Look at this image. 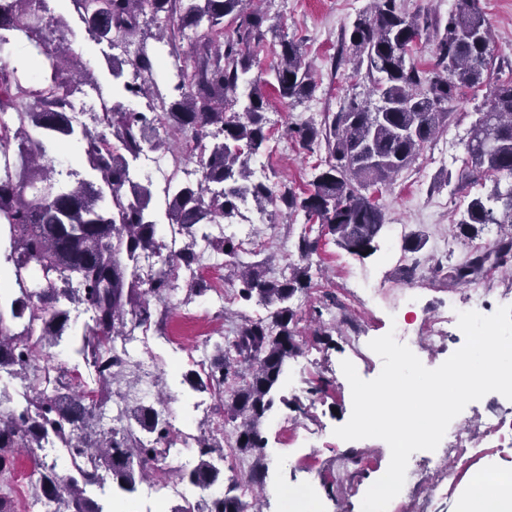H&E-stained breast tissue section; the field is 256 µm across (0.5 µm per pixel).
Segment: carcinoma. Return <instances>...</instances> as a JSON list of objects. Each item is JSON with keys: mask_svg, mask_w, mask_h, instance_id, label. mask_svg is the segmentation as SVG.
I'll list each match as a JSON object with an SVG mask.
<instances>
[{"mask_svg": "<svg viewBox=\"0 0 512 512\" xmlns=\"http://www.w3.org/2000/svg\"><path fill=\"white\" fill-rule=\"evenodd\" d=\"M31 0H0V51L11 44L17 25L26 23L27 43L34 51L35 75L23 80L16 67L0 66V115L15 113L18 129L0 125V158L16 156L20 164L0 173V224L11 227L9 254L22 299L11 303V318L28 315V324L15 332L0 311V370L20 380L24 395L21 412H0V473L13 466V454L27 450L33 460L49 444L69 454L71 474L61 476L56 464L40 463L36 496L54 505L51 512H103L87 496L108 475L118 487L132 491L136 480L155 467L157 443L168 439V422L157 420L154 407L140 405L127 422L107 431L99 413L111 398L110 385L126 363L113 354L109 342L124 334L128 320L154 321L163 331L168 309L150 307L149 294L158 300L172 290L175 269L192 265L195 247L204 241L224 255L233 273L237 298L255 301L268 309L265 318L244 317L232 337L217 345L218 356L206 379L191 372V385L230 387L224 417L239 422L235 447L242 452L264 447L260 426L275 403V390L288 359L301 349L298 315L291 305L298 292L309 288L312 257L319 238L312 224L327 228L336 243L361 255L376 251L386 227L385 213L365 191L378 188L407 169L420 150L448 121L447 104L460 90L488 86L489 94L477 112L464 144L461 176L495 178L487 199L470 200L456 224L462 236H475L485 224H512V80L490 82L493 66L490 26L479 0H456L439 40L434 76L428 78L407 62L419 36L418 23L397 10L396 0H375L374 11L356 18L349 41L357 68H366L378 104L354 94L340 111L328 113L323 124H298L289 134L299 146L312 151L323 145L325 164L314 167L311 189L297 193L287 184L277 187L254 179L250 162L269 150L265 112L269 99L260 80H248L253 66L248 52L253 41L266 35L279 39L274 66L279 99L292 103L308 98L316 84L304 62L303 44L288 39L271 23L267 12L247 7L250 0H71L86 29L97 40L129 39L140 23L161 31L159 41L168 54L181 59L178 45L186 32L195 34L193 64L183 63L175 74L170 98L156 94L155 106L143 112L116 104L103 106L89 130L74 114L72 94L78 90L58 47L47 57L42 24L30 22ZM234 28L224 31V19ZM137 85L126 92L147 95L152 79L151 58L141 49L130 61ZM34 130V137L29 130ZM196 141L202 175L195 185L170 181L164 187L165 216L174 233L186 239L165 267L143 278L139 260L161 253L158 222L152 209L155 188L149 180L130 178V161L145 148L163 146L161 134ZM74 139L88 167L100 175L74 188L52 180L53 166L44 141ZM251 203L259 212L281 204L288 216H304L295 242L297 262L277 276L267 275L270 259L247 263L239 258L235 237L214 239L210 224L241 215L240 205ZM505 266L512 261V232L486 252L472 254L454 267L448 278L461 282L479 274L486 263ZM46 276L36 290L27 288L29 267ZM78 302L91 310L90 321L75 331L69 311L60 301ZM69 357L82 359L93 369L94 386L87 388L66 379L56 368L52 397L31 389L37 360L34 348L60 345L63 336ZM198 463L176 473L178 480L202 492L220 484L214 457L224 448L209 438H195ZM174 512H246L236 496L200 497L192 507Z\"/></svg>", "mask_w": 512, "mask_h": 512, "instance_id": "1", "label": "carcinoma"}]
</instances>
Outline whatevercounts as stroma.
<instances>
[{
  "instance_id": "obj_1",
  "label": "stroma",
  "mask_w": 512,
  "mask_h": 512,
  "mask_svg": "<svg viewBox=\"0 0 512 512\" xmlns=\"http://www.w3.org/2000/svg\"><path fill=\"white\" fill-rule=\"evenodd\" d=\"M371 0H262L260 7L276 17L282 33L302 41L304 61L308 65L316 90L297 104L280 101L271 87L272 66L277 62L279 46L273 39L251 46L254 65L251 76L261 77L270 101L266 113L270 133V153L263 160L267 175L296 191L308 189L310 172L324 160V150H303L290 141L289 126L306 121H321L324 113L339 111L347 96H367L370 81L356 72L349 42L354 20L366 12ZM455 0H397L400 10L417 20L421 35L411 58L421 71H432L435 46L444 32ZM489 19L495 52L493 79L512 78V0H482ZM46 13L58 20L45 28L44 34L54 45L67 46L66 64L75 80L93 72L102 101L113 103L122 98V86L109 72L106 59L125 60V76H132L130 64L138 47L155 52L159 30L142 26L133 44L111 45L97 40L86 29L68 0H46ZM485 89H462L449 103L447 124L436 138L425 145L412 165L390 184L380 187L378 202L386 222L399 233H422L426 245L417 255V270L409 272L402 260L401 244L383 237L376 252L359 256L339 246L332 235H321L313 262L320 269L309 288L293 300L300 317L298 329L303 337L299 355L289 360L275 394V405L262 424L264 448L243 454L234 448L236 425L224 424V461L239 463L240 471L225 472V482L246 483L254 470H261V485L252 486L246 495L247 512H290L281 492L285 489L305 491V507L312 512H361L362 499L370 479L389 465L388 444L377 438L345 441L335 436L336 427L344 425L352 413V394L341 363L350 361L364 380L375 379L382 370L381 358L370 348L371 340L391 329L393 320L418 336L415 354L427 368L440 366L465 343L461 331L434 340L421 334L430 318L449 314L448 303L463 299L467 292L483 293L491 308L512 306V270L496 269L468 283L453 284L434 274L435 263L451 267L466 259L470 251L467 239L453 231L461 211L475 197H487L494 189L490 178L461 180L464 143L484 101ZM249 227L239 224H216L213 234H241L254 237L259 258H270L269 271L279 274L294 262L293 243L303 228L302 220H289L286 213L268 208L266 214H253ZM413 291V305L403 304L406 291ZM187 287L177 283L169 298V314L163 332L154 333L143 358L154 365L152 375H144L136 364H128L111 384L112 404L122 410L140 405L136 391L149 387L151 398H162L169 410L171 434L187 429L192 435L210 433L209 416L221 412V401L211 398L210 391L192 388L185 375L193 370V355L204 351L206 358L215 355L214 345L234 335L243 317L266 316L263 306L241 305L236 299L216 304L210 297L187 299ZM351 301L344 320H337L336 305ZM181 335V349H174L168 339ZM512 410V400L492 392L468 404L456 417L483 455L470 472L459 476L451 494L428 499V489L437 481L441 469L447 468L445 454L428 455L418 451L411 455L406 475L407 485L398 497L406 512H455L473 473L493 467L512 474V449H498L493 438L485 434L486 424L495 422L502 411ZM287 420L288 436L277 430L279 420ZM319 430L317 447H310L308 433ZM31 457L19 452L9 473L0 475V496H11L15 512H24L35 498L36 476L27 475ZM198 461L196 448L172 447L168 456L157 464L150 477L138 481L135 491L126 492L108 484L93 490L92 495L105 512H148L154 481H164L170 470L189 469Z\"/></svg>"
}]
</instances>
